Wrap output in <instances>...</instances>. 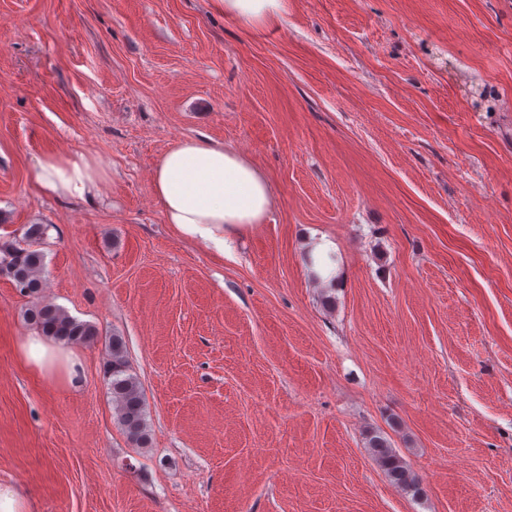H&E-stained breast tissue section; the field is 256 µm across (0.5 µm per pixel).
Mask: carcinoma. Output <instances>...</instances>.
Returning a JSON list of instances; mask_svg holds the SVG:
<instances>
[{
	"instance_id": "carcinoma-1",
	"label": "carcinoma",
	"mask_w": 512,
	"mask_h": 512,
	"mask_svg": "<svg viewBox=\"0 0 512 512\" xmlns=\"http://www.w3.org/2000/svg\"><path fill=\"white\" fill-rule=\"evenodd\" d=\"M47 226L26 224L20 232H12V240L0 244V271L7 274L19 292L28 296L44 288L45 255L38 249ZM26 321L38 335L65 344H87L98 336L96 327L72 317L63 308L48 302H37L26 311ZM107 377L119 424L130 441L138 448L149 443L145 400L137 378L130 372L121 337L105 341ZM377 461L387 470L398 488L421 491L419 483L403 465L388 443L376 436L371 440Z\"/></svg>"
}]
</instances>
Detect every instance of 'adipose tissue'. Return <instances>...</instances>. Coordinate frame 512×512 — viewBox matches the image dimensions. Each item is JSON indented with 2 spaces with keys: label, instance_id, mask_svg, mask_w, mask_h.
Listing matches in <instances>:
<instances>
[{
  "label": "adipose tissue",
  "instance_id": "1",
  "mask_svg": "<svg viewBox=\"0 0 512 512\" xmlns=\"http://www.w3.org/2000/svg\"><path fill=\"white\" fill-rule=\"evenodd\" d=\"M30 175L39 193L60 201L91 199L106 178L101 165L82 153L34 156ZM152 185L166 223L222 255L262 223L272 207L269 182L250 159L232 148L194 139L180 140L166 150L153 171ZM303 245L309 270L319 284L336 288L335 243L311 232ZM19 350L39 373L60 368L67 384L81 386L77 362L64 358L58 343L33 334L24 338Z\"/></svg>",
  "mask_w": 512,
  "mask_h": 512
}]
</instances>
